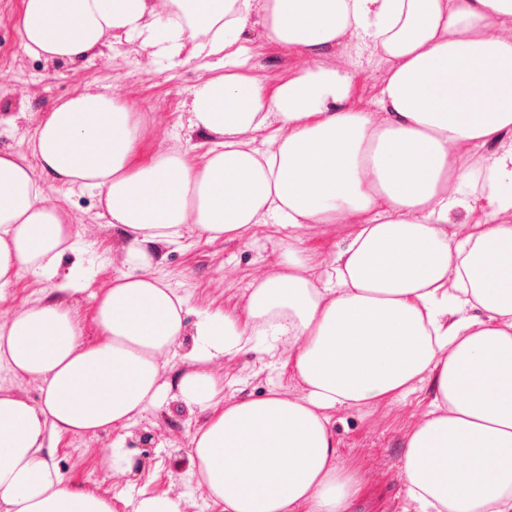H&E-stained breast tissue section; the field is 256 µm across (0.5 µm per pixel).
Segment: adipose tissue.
<instances>
[{
    "label": "adipose tissue",
    "instance_id": "obj_1",
    "mask_svg": "<svg viewBox=\"0 0 512 512\" xmlns=\"http://www.w3.org/2000/svg\"><path fill=\"white\" fill-rule=\"evenodd\" d=\"M510 16L512 0H24L32 54L73 62L123 36L171 62L193 46L215 74L189 105L190 128L210 138L202 161L177 150L134 164V112L88 92L42 117L36 165L0 151V285L55 279L74 247L53 187L94 192L130 242L97 305V344L54 301L0 323V367L43 395L0 388V512H115L66 480L46 434L127 428L165 399L177 352L180 400L213 411L190 441L194 474L224 512H350L361 484L336 462L329 411L427 377L432 409L402 448L408 497L420 512H512V146L479 151L512 131ZM255 26L313 64L272 87L242 74ZM347 36L392 62L367 111L344 107L345 69L315 62ZM478 199L483 222L448 234L449 210ZM269 222L357 229L326 280L289 237L244 315L204 310L186 327L187 300L148 273L145 244ZM282 345L302 396L222 404L213 365Z\"/></svg>",
    "mask_w": 512,
    "mask_h": 512
}]
</instances>
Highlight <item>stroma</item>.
Listing matches in <instances>:
<instances>
[{
	"mask_svg": "<svg viewBox=\"0 0 512 512\" xmlns=\"http://www.w3.org/2000/svg\"><path fill=\"white\" fill-rule=\"evenodd\" d=\"M23 0H0V151L30 153L35 127L44 112L77 92L112 93L138 112L144 130L136 160L149 162L169 148L189 149L200 156L207 139L188 126L189 103L195 87L209 73L199 60L177 65L152 62L138 42L106 37L89 57L59 63L29 54L21 40ZM251 57L245 74L268 84L294 76L308 66V55L285 49L266 39L261 29L249 35ZM325 67H346L349 72L347 107L360 110L376 102L392 65L381 52L348 41L324 51L318 58ZM50 204L76 216L74 233L79 242L66 251L60 275L72 267L83 270L80 290L56 292L49 281L30 275L0 290V322L38 300L57 301L78 321L86 344H96V302L113 277L126 270L128 240L113 227L97 197L78 190L48 195ZM354 231L350 224H318L298 230L300 247L311 260L312 275H321ZM289 231L278 224H256L242 235L208 239L187 229L180 243H151L147 250L150 270L165 279L187 299V325H194L201 310L242 314L249 288L260 274L276 268L280 247ZM215 373L224 384L225 401L256 399L276 390L298 397L303 386L286 363L284 354L246 351L227 358ZM434 398L431 379L415 383L407 395L345 412L331 411L336 436V456L341 467L357 472L362 491L351 512H417L406 495L401 475V455L406 435L425 420ZM211 410L187 407L170 397L134 419L120 436L135 459L125 476H107L102 450L118 434L51 433L46 438L52 459L67 479L85 490L115 498L139 492L181 496L185 512H222L210 501L192 474L189 441L203 428Z\"/></svg>",
	"mask_w": 512,
	"mask_h": 512,
	"instance_id": "35a3bbf8",
	"label": "stroma"
}]
</instances>
